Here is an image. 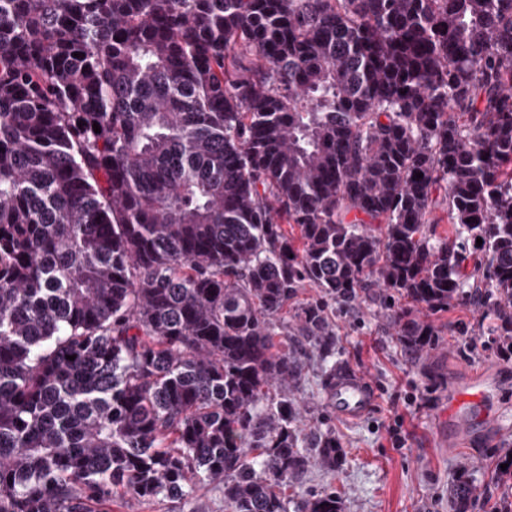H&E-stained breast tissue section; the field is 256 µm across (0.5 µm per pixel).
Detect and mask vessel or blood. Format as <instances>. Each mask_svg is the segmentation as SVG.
I'll use <instances>...</instances> for the list:
<instances>
[{
	"mask_svg": "<svg viewBox=\"0 0 512 512\" xmlns=\"http://www.w3.org/2000/svg\"><path fill=\"white\" fill-rule=\"evenodd\" d=\"M326 402L337 416L358 419L372 409L375 392L365 375L342 368L326 389ZM494 402L489 375L474 378L455 388L448 403L449 434L470 432L472 425L485 421L491 422L498 433L511 431L512 416L491 412Z\"/></svg>",
	"mask_w": 512,
	"mask_h": 512,
	"instance_id": "b4317fda",
	"label": "vessel or blood"
}]
</instances>
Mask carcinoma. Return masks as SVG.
<instances>
[{
    "label": "carcinoma",
    "mask_w": 512,
    "mask_h": 512,
    "mask_svg": "<svg viewBox=\"0 0 512 512\" xmlns=\"http://www.w3.org/2000/svg\"><path fill=\"white\" fill-rule=\"evenodd\" d=\"M373 288L512 347V0H0V512H288ZM112 512H224V495L208 489L181 503L167 499L146 502L127 495L112 503Z\"/></svg>",
    "instance_id": "cac0c4a2"
}]
</instances>
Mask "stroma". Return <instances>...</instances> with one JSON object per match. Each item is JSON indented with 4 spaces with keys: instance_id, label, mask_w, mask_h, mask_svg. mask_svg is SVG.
<instances>
[{
    "instance_id": "1",
    "label": "stroma",
    "mask_w": 512,
    "mask_h": 512,
    "mask_svg": "<svg viewBox=\"0 0 512 512\" xmlns=\"http://www.w3.org/2000/svg\"><path fill=\"white\" fill-rule=\"evenodd\" d=\"M403 298L373 295L337 312L336 364L367 375L376 402L362 419L336 416L329 408L317 358L307 359L298 396L306 428L329 429L343 449L336 469L311 463L285 494L300 503L335 491L344 512H448V486L467 467L478 488L473 512H512V488L497 482V464L512 456V432L484 440L448 437V395L477 372L493 370L495 408L512 414V358L499 350L493 316L455 303L429 314L439 333L428 358L414 359L401 345L394 315ZM112 512H224V495L204 490L181 502H146L133 496L116 500Z\"/></svg>"
}]
</instances>
